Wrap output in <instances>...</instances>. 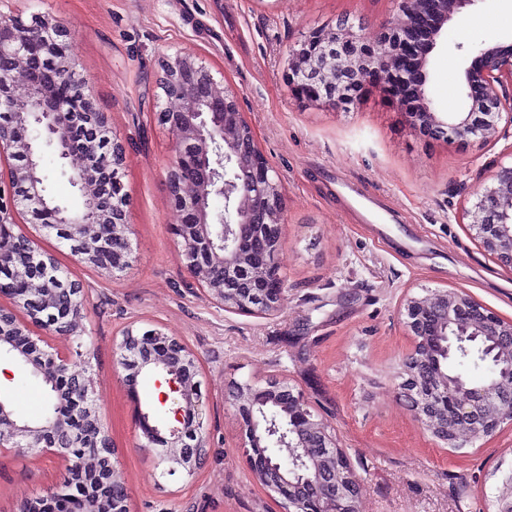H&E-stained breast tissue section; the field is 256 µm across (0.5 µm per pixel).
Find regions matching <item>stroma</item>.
<instances>
[{"label": "stroma", "instance_id": "1", "mask_svg": "<svg viewBox=\"0 0 512 512\" xmlns=\"http://www.w3.org/2000/svg\"><path fill=\"white\" fill-rule=\"evenodd\" d=\"M72 32L77 68L127 149L132 262L121 272L73 261L55 236L40 245L86 288L87 373L115 450L129 512H285L253 477L240 423L226 401L236 383L285 379L301 389L362 480L363 512H494L512 474V427L445 447L416 421L397 386L413 338L400 311L429 289L462 291L512 320V269L462 220L500 164L512 163V126L496 140L454 144L421 134L379 82L333 107L288 86L289 52L316 29L347 20L370 40L398 13L396 0H10ZM469 31H462L463 21ZM512 40V0H479L444 27L427 67L433 107L459 110L470 50ZM196 55L235 90L257 145L281 181L286 209L276 261L288 291L274 315L210 300L182 263L167 171L174 137L154 114L164 57ZM48 192L74 206L75 159L45 149ZM158 328L199 357L203 420L212 442L194 475L161 476L151 449L134 447L133 405L113 363L126 326ZM44 386L0 357V393L16 415L41 412ZM66 477L60 461L0 454V512Z\"/></svg>", "mask_w": 512, "mask_h": 512}]
</instances>
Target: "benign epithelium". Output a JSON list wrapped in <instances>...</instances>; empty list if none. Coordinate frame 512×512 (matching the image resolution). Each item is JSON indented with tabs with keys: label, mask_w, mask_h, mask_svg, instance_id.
<instances>
[{
	"label": "benign epithelium",
	"mask_w": 512,
	"mask_h": 512,
	"mask_svg": "<svg viewBox=\"0 0 512 512\" xmlns=\"http://www.w3.org/2000/svg\"><path fill=\"white\" fill-rule=\"evenodd\" d=\"M479 0H399V15L372 41L351 28L313 31L292 50L288 82L301 97L335 106L341 92L358 88L371 77L396 72L417 99L407 122L429 137L450 143L471 138L491 141L501 121L512 125V43L481 46L464 70L465 100L457 112H437L426 94L429 55L445 25ZM70 31L46 19L26 21L21 14L0 12V159L17 155L27 163L14 171L25 191L0 203V224L16 223L18 210L47 204L38 168L37 138L19 140L18 127H37L61 158L78 153L83 164L74 169L73 183L82 192L80 218L58 207L56 223L68 227L65 242L78 264H89L100 248L99 227L110 218L99 201L92 171L95 143L112 131L110 115L100 111L86 81L76 71ZM159 85L165 104L158 122L175 135L174 158L168 170L171 200L182 215L174 234L190 276L204 283L208 295L229 310L277 313L285 298V277L276 256L285 212L280 184L264 157L248 164L244 156L257 147L252 127L239 111L237 94L215 80L195 56L177 52L162 61ZM24 94L15 95L17 80ZM71 86L84 107L82 126L93 127L81 145L73 141L69 101L54 86ZM224 199L215 213L212 201ZM469 230L502 266L512 268V164L499 165L491 183L476 194L463 212ZM130 225L112 228L114 249L130 259ZM31 263H46L37 235L21 231ZM89 313L84 286L64 322L33 316L45 334L70 339L83 328ZM403 324L414 339L402 362L399 394L421 426L450 448H460L477 435L492 436L512 425V321H505L471 296L434 289L410 297L403 306ZM0 307V350L12 353L21 368L41 379L53 408L39 421L15 416L0 398V453H30L58 459L66 468L81 469L85 461L68 456L70 417L94 406L89 380L70 373L69 357L27 336L20 348L4 324ZM493 356V375L480 383L448 373V359L472 352ZM116 367L134 402L135 448L156 449L155 463L168 473L197 471L198 453L210 447L201 421L197 376L200 359L181 340L157 328H125L113 344ZM162 376L168 391L160 403L172 402L174 425L162 430L141 410L129 382L144 371ZM228 403L239 417L245 436L247 465L255 479L281 496L288 512H362L361 479L336 446L330 423L315 417L303 395L286 380L263 385L237 383ZM496 512H512V474L496 496Z\"/></svg>",
	"instance_id": "1"
}]
</instances>
